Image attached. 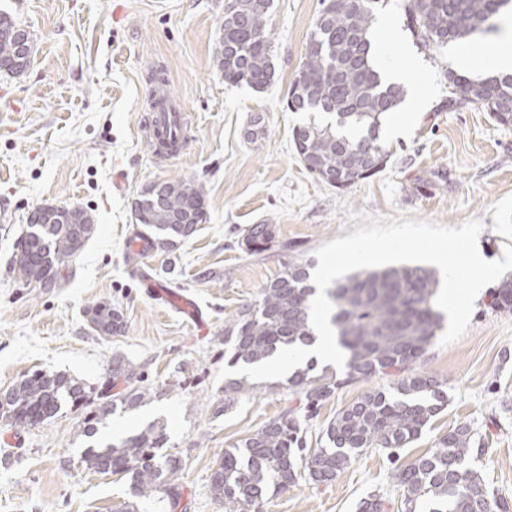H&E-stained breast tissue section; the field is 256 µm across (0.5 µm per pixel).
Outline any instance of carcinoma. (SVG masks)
<instances>
[{"label":"carcinoma","instance_id":"cac0c4a2","mask_svg":"<svg viewBox=\"0 0 512 512\" xmlns=\"http://www.w3.org/2000/svg\"><path fill=\"white\" fill-rule=\"evenodd\" d=\"M381 0H326V20L311 36L300 75L288 93L287 110L334 120H314L294 127V151L309 173L332 187L368 178L386 164L389 151L379 127L401 100L403 89L386 84L369 61L372 21ZM512 0H407L410 31L424 48L457 42L492 30V20ZM263 0H226L216 58L224 82L256 91L274 82L273 37ZM456 100L490 111L502 126H512V112H494L504 91L512 92V75L471 80L448 72ZM64 222L29 224L10 260L25 285L54 288L96 232L90 212L62 206ZM131 243L143 242L139 254L172 248L192 238L207 223L202 187L188 178L148 185L133 204ZM273 238V225L253 224L244 235L246 252L259 254ZM439 284L435 270L420 265L356 270L326 290L333 304L330 324L345 354L344 371L318 366L314 360L287 378L298 406L267 421L225 450L215 462L209 487L214 498L247 512L269 493L301 480L332 482L369 448L394 455L417 440L432 418L448 405L446 386L419 369L420 359L441 329L442 315L433 298ZM316 293L309 265L290 261L261 289L257 301L242 308L224 328V364L257 365L278 349L309 344L316 333L310 303ZM491 307L512 310V279L493 289ZM93 331L112 336L125 327L120 310L96 304L85 310ZM393 377L389 388H375L340 410L323 428V445L307 454L303 422L343 385L377 375ZM143 370L121 357L112 359L99 391L59 372L36 370L21 376L0 394V418L12 426L41 424L68 406L83 414L84 432L93 438L97 425L121 405L136 410L152 397L143 385ZM254 389L247 378L224 381V405ZM166 427L152 422L117 441L95 442L81 464L101 474H121L130 485L125 512H137L136 501L154 498L176 512L183 495L182 460L164 452ZM484 454L469 426L456 427L413 463L397 468L390 479L401 491L397 512H501L485 492L481 474L469 462Z\"/></svg>","mask_w":512,"mask_h":512}]
</instances>
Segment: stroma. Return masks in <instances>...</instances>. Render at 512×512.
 <instances>
[{
	"instance_id": "1",
	"label": "stroma",
	"mask_w": 512,
	"mask_h": 512,
	"mask_svg": "<svg viewBox=\"0 0 512 512\" xmlns=\"http://www.w3.org/2000/svg\"><path fill=\"white\" fill-rule=\"evenodd\" d=\"M225 0H0V13L30 31L24 75L0 72V392L24 373L61 372L102 381L113 357L142 365L154 397L135 410L117 409L97 434L120 439L146 424L167 427L183 463L184 512H229L209 492L224 449L288 407V389L258 382L224 413V326L291 260L313 262L324 243L352 234L366 217L428 219L460 227L478 219L481 256L502 258L512 246V127L480 105L452 103L448 71L464 44L425 49L407 27L406 0H385L373 37L406 70L405 93L421 107L397 106L380 138L390 155L383 170L345 188L311 175L295 154L300 117L286 97L308 47L321 0H273L275 80L262 92L225 83L215 62ZM164 69L188 119V139L160 159L139 127L147 117L152 66ZM261 121L254 139L245 133ZM185 177L199 184L209 220L170 251L126 262L132 203L155 181ZM43 203L80 206L97 231L59 288L22 285L9 260L29 212ZM270 224L274 238L257 255L245 252V229ZM157 283L192 298V320L156 299ZM477 295L468 332L432 343L421 370L448 386V406L400 452L407 464L460 425L482 435L486 451L472 460L489 495L512 507V311ZM108 302L125 316L124 332L101 336L85 317ZM385 377L353 383L305 424L306 445H320L336 413ZM90 443L80 412L64 409L43 424L16 429L0 419V512H122L129 484L118 474L87 471ZM386 452L359 456L336 480L305 482L271 494L261 512H358L373 494L396 499Z\"/></svg>"
}]
</instances>
